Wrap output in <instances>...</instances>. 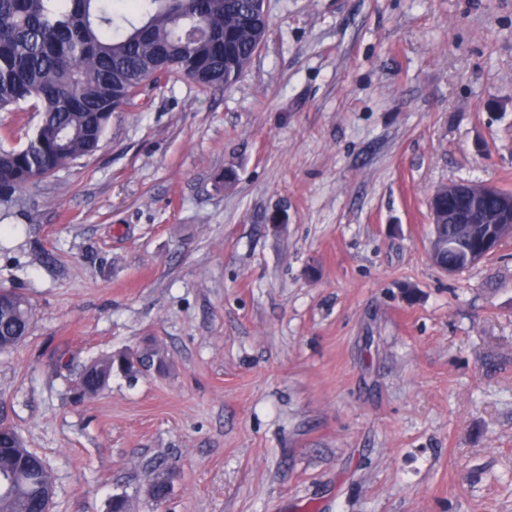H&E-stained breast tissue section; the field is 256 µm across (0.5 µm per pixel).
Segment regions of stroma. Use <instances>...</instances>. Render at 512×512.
Here are the masks:
<instances>
[{
  "label": "stroma",
  "mask_w": 512,
  "mask_h": 512,
  "mask_svg": "<svg viewBox=\"0 0 512 512\" xmlns=\"http://www.w3.org/2000/svg\"><path fill=\"white\" fill-rule=\"evenodd\" d=\"M265 9L231 88L171 75L0 204V289L35 315L0 423L51 512H512V241L428 256L437 187L512 191V0ZM148 345L165 372L75 400L62 361ZM148 481L147 499L156 505L162 503L170 493L172 477L164 462L158 458L148 459L143 463Z\"/></svg>",
  "instance_id": "1"
}]
</instances>
